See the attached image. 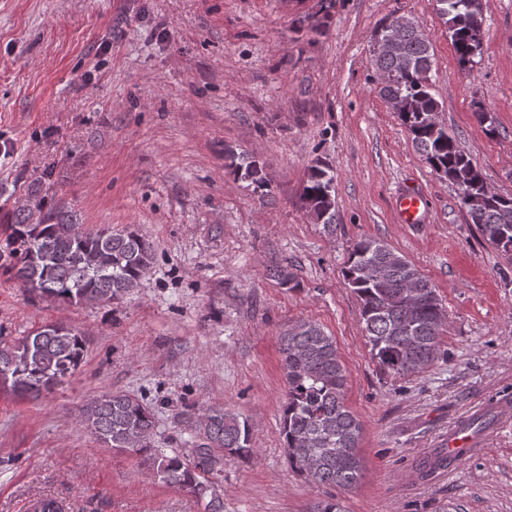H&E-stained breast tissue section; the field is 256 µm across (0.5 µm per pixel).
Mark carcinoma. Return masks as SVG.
I'll list each match as a JSON object with an SVG mask.
<instances>
[{"mask_svg": "<svg viewBox=\"0 0 512 512\" xmlns=\"http://www.w3.org/2000/svg\"><path fill=\"white\" fill-rule=\"evenodd\" d=\"M462 65L473 62L484 35L483 0H436ZM382 73L381 97L392 105L415 148L429 166L459 188L460 206L488 243L512 258V197L487 192L482 171L460 149L455 135L433 122L440 103L424 83L431 71V42L420 27L402 31L399 51L371 50ZM258 189L266 188L254 161H231ZM52 172L28 182L25 199L0 208V274L16 280L41 299L71 304L112 303L138 287L155 255L153 244L136 228L96 232L82 229L75 211L54 201ZM336 176L319 163L309 170L300 200L325 228L336 230ZM345 284L360 305L363 334L379 371L409 377L425 372L439 357L448 314L435 286L404 255L384 241L364 236L348 250ZM87 339L65 324H46L20 339L0 342V388L36 399L80 368ZM280 354L288 389L281 424L288 467L305 480L343 490L362 478L361 422L345 403L346 370L334 337L315 322L299 321L281 337ZM78 422L109 448L139 455L155 479L203 502L204 512H224L216 478L224 457L255 456L248 420L223 408H207L185 452L168 455L154 447L152 407L123 391L85 403ZM448 467L439 450L419 460L422 477ZM306 512H344L334 496L317 498Z\"/></svg>", "mask_w": 512, "mask_h": 512, "instance_id": "carcinoma-1", "label": "carcinoma"}]
</instances>
